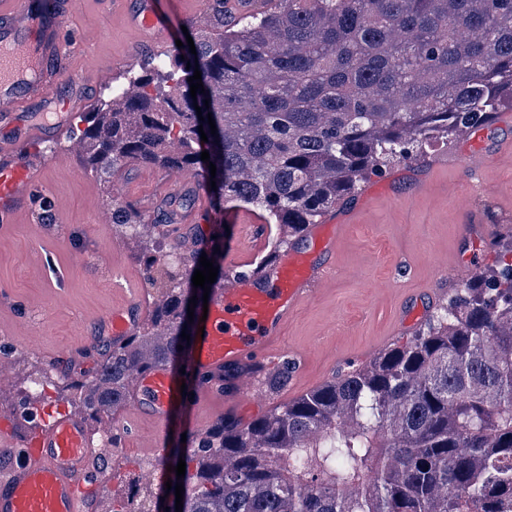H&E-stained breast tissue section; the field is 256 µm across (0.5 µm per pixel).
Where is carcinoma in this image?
<instances>
[{
  "instance_id": "1",
  "label": "carcinoma",
  "mask_w": 512,
  "mask_h": 512,
  "mask_svg": "<svg viewBox=\"0 0 512 512\" xmlns=\"http://www.w3.org/2000/svg\"><path fill=\"white\" fill-rule=\"evenodd\" d=\"M205 2L213 32L188 28L196 53L181 37L83 118L84 165L198 175L214 210L258 211L278 247L389 163L512 106V0H281L231 26L224 0ZM196 70L205 92L193 98ZM109 204L149 281L163 271L164 299L90 377L54 387L96 424L114 420L133 378L189 345L201 255L224 281V225L163 259L139 238L144 214ZM495 243L498 267L464 282L410 342L249 423L223 417L194 448L164 449L157 465L183 483L182 512H512V228ZM181 458L179 480L168 466ZM105 501V512H158L136 488Z\"/></svg>"
}]
</instances>
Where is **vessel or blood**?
Returning a JSON list of instances; mask_svg holds the SVG:
<instances>
[{
    "label": "vessel or blood",
    "instance_id": "b4317fda",
    "mask_svg": "<svg viewBox=\"0 0 512 512\" xmlns=\"http://www.w3.org/2000/svg\"><path fill=\"white\" fill-rule=\"evenodd\" d=\"M77 0H57V23L40 27L26 0H0V223H14L32 210L34 190L47 167L19 159L18 140L37 142L61 131V121L47 113L85 106L89 83H103L111 66L86 80L72 62L73 52L62 25ZM135 33L138 44L167 51L173 38L156 9V0H102ZM279 0H226V13L237 16L276 9ZM69 89L59 100V85ZM37 105L39 115L17 113L18 102ZM350 212L330 215L309 225L305 236L315 255L290 248L277 261L248 277L231 276L211 289L207 323L202 337L180 357L185 367V392L192 394L193 411H201L217 392L236 405L266 402L259 376L282 353L278 343L290 320L327 279L336 273V243L350 225ZM143 294L130 295L95 324V335L81 348L46 354L50 366L86 363L102 347L118 346L145 320ZM182 392V393H185ZM167 367L138 375L129 393L136 415L167 426L170 409L180 399ZM103 450L94 431L76 413L55 416L26 446L8 435L0 437V512H92L91 494L99 485L94 468Z\"/></svg>",
    "mask_w": 512,
    "mask_h": 512
}]
</instances>
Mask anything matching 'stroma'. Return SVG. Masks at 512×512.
Listing matches in <instances>:
<instances>
[{
    "label": "stroma",
    "mask_w": 512,
    "mask_h": 512,
    "mask_svg": "<svg viewBox=\"0 0 512 512\" xmlns=\"http://www.w3.org/2000/svg\"><path fill=\"white\" fill-rule=\"evenodd\" d=\"M66 37L79 52L84 76H92L98 66H114L111 83L92 87L90 112L98 110L110 84L126 82L121 58L130 55L140 63L150 56L99 0H79ZM82 113H71L52 140L17 144L19 156L52 168L35 189L32 213L0 227V346L6 349L0 360V434L21 442L35 434L15 417L32 380L46 375L59 383L64 378L44 362L43 349L79 345L83 327L93 326L133 292H142L152 306L163 297L161 288L149 284L134 243L119 238L111 224L99 223L100 214L111 211L108 192L117 191L151 219L165 213L169 199L204 193L200 177L187 176L173 189L168 171L147 165L125 167L107 180L86 170L83 153L69 151L82 140ZM510 138L512 126L494 122L453 142L434 143L420 157L389 164L361 184L360 194L345 200V207L362 213L337 246L334 278L297 312L280 342L290 366L288 379L279 382L277 366L267 367L260 381L270 397L268 406L244 407L237 419L250 422L269 407L364 367L423 329L463 281L491 268V236L498 225H512V153L500 148ZM476 141L488 155L481 170L441 165V158ZM366 191L374 198L365 208L360 195ZM476 221L485 236L469 233ZM456 256L463 260L461 267L453 280H443L438 263ZM404 307L415 311L416 320L398 334L394 323ZM226 412L223 398L214 397L197 426L177 405L168 431L162 432L121 405L114 420L120 442L112 456L113 494L122 495L134 482L141 491L161 495L163 487L153 478L161 450L181 435L194 441L203 426Z\"/></svg>",
    "instance_id": "stroma-1"
}]
</instances>
